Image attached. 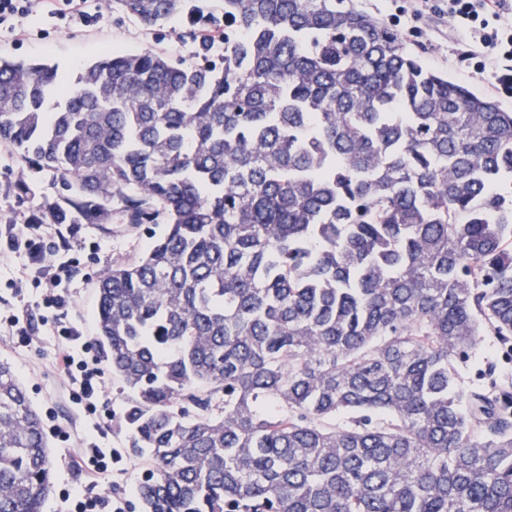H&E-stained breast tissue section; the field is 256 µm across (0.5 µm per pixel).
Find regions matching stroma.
<instances>
[{"label":"stroma","instance_id":"1","mask_svg":"<svg viewBox=\"0 0 512 512\" xmlns=\"http://www.w3.org/2000/svg\"><path fill=\"white\" fill-rule=\"evenodd\" d=\"M97 9L99 20L90 26L57 24L37 12L24 19L27 35L22 39L0 30V58L44 61L69 75L103 51H150L188 64L194 62V45L185 36L187 20L147 27L111 0H102ZM398 26L405 34L408 48L431 68L491 96L501 108L512 111V83L476 73L467 46L452 37L447 18L434 11L414 24ZM62 188L59 174L49 170L33 174L8 147L0 144V227L14 225L22 241L40 237L38 230L26 228L25 222L30 215L44 211L48 203L57 200ZM164 231L161 224L132 229L116 220L104 229L94 224L80 225L66 250L55 249L53 238L43 239L48 259L74 262L67 290L69 302L59 310L43 307L45 286L38 279L21 276L11 287L0 283V319L14 315L41 325L38 335L25 345L18 343L8 328L0 327V360L14 367L39 412L51 414L43 425L53 457L54 483L44 512H65L64 494L74 492L86 480L84 472L73 464L78 436L83 430L100 425L106 445L118 450L124 448L126 440L115 424L123 408L117 382L104 377L95 413H88L76 404L68 381L57 366L61 341L54 330L60 326H82L87 341H94L100 272L115 263L137 260ZM146 466V459L123 456L119 463L98 474L97 486L99 490L110 489L125 496L128 512H143L137 486Z\"/></svg>","mask_w":512,"mask_h":512}]
</instances>
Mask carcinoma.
I'll list each match as a JSON object with an SVG mask.
<instances>
[{"label": "carcinoma", "mask_w": 512, "mask_h": 512, "mask_svg": "<svg viewBox=\"0 0 512 512\" xmlns=\"http://www.w3.org/2000/svg\"><path fill=\"white\" fill-rule=\"evenodd\" d=\"M155 27L190 0H116ZM200 62L0 58V142L59 224L166 232L98 279L145 512H512V111L354 0H220ZM224 31L222 62L211 37ZM40 413L0 362V512H43ZM498 342L492 337H486L479 345L478 350L484 361L491 362L496 371L493 379L512 384V361L511 365H503L500 357V350L497 351Z\"/></svg>", "instance_id": "carcinoma-1"}]
</instances>
